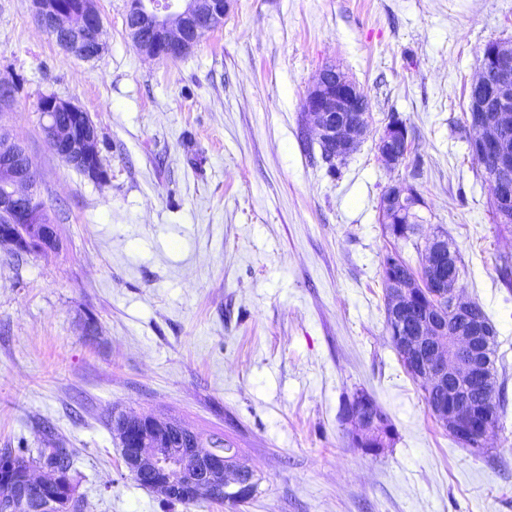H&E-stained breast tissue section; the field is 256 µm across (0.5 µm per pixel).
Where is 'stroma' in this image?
<instances>
[{"mask_svg":"<svg viewBox=\"0 0 512 512\" xmlns=\"http://www.w3.org/2000/svg\"><path fill=\"white\" fill-rule=\"evenodd\" d=\"M102 55L63 54L28 0H0V136L21 141L57 224L52 250L0 247V448L63 440L81 512H512V224L497 223L469 152L467 88L484 46L512 39V0H234L188 54L155 61L97 0ZM365 91L371 129L329 170L302 110L320 68ZM89 112L108 174L56 157L38 99ZM421 175L375 143L392 116ZM411 181L424 205L394 242L379 201ZM447 234L457 286L495 331L506 403L482 450L429 412L386 327L381 262ZM366 391L396 435L353 448L344 402ZM230 441L258 487L233 506L166 507L125 468L118 414Z\"/></svg>","mask_w":512,"mask_h":512,"instance_id":"obj_1","label":"stroma"}]
</instances>
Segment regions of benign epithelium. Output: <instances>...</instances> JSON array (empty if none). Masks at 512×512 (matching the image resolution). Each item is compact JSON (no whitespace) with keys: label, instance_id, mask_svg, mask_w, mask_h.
<instances>
[{"label":"benign epithelium","instance_id":"benign-epithelium-1","mask_svg":"<svg viewBox=\"0 0 512 512\" xmlns=\"http://www.w3.org/2000/svg\"><path fill=\"white\" fill-rule=\"evenodd\" d=\"M233 0H128L125 30L138 50L154 60L182 57L201 35L229 13ZM33 17L67 55L80 52L93 60L103 50V21L95 0L72 8L64 0H31ZM42 137L67 166L95 182L107 179L99 130L90 113L55 94L37 102ZM319 143L334 159H343L367 131L370 108L364 91L334 65L323 66L303 102ZM468 121L476 134L469 151L488 163V177L500 220H512V40L488 43L482 51L478 77L470 84ZM377 149L386 165L403 163L411 149L408 127L392 117L380 134ZM421 203L404 183L389 185L379 202L383 224H398ZM46 207L34 191V167L20 143L0 138V244L16 254L50 249L57 243L56 225L45 220ZM430 276L416 284L388 275L392 333L409 371L425 383L430 413L457 441L470 445L484 440L498 415L485 395L490 362L483 346L485 328L471 315V304L455 288L454 253L440 238L427 244ZM446 298L448 305L437 304ZM346 420L351 441L377 456L385 450L389 428L385 417L363 392L348 402ZM121 452L125 467L145 478L152 488L185 499L221 490L233 500L253 495L254 472L224 454L204 451L190 429L151 416H121ZM11 477L22 489L21 499L32 512H67L66 498L46 493L44 482L10 461L0 460V477Z\"/></svg>","mask_w":512,"mask_h":512}]
</instances>
